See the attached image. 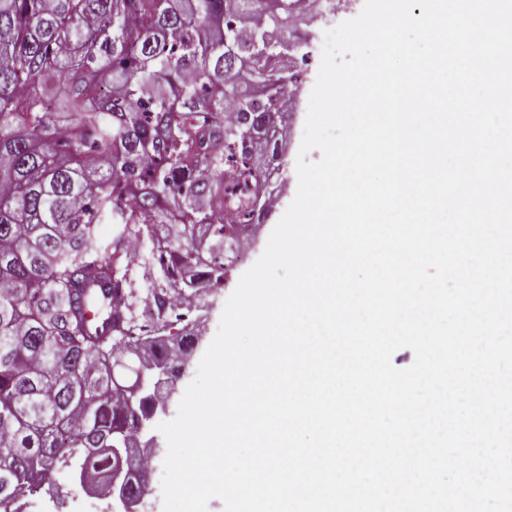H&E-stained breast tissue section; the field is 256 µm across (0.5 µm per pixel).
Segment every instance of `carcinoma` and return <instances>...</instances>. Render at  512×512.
I'll list each match as a JSON object with an SVG mask.
<instances>
[{
    "mask_svg": "<svg viewBox=\"0 0 512 512\" xmlns=\"http://www.w3.org/2000/svg\"><path fill=\"white\" fill-rule=\"evenodd\" d=\"M306 0H0V512L65 472L110 480L183 336L135 332L128 246L146 238L160 295L224 282L235 225L266 210L283 93L264 57ZM30 87L33 94L22 95ZM112 224L110 240L99 225ZM111 313L101 334L87 314Z\"/></svg>",
    "mask_w": 512,
    "mask_h": 512,
    "instance_id": "carcinoma-1",
    "label": "carcinoma"
}]
</instances>
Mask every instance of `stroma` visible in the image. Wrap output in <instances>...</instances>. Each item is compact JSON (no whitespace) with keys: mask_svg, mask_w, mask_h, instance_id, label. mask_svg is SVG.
<instances>
[{"mask_svg":"<svg viewBox=\"0 0 512 512\" xmlns=\"http://www.w3.org/2000/svg\"><path fill=\"white\" fill-rule=\"evenodd\" d=\"M340 22L341 19L337 16L331 18L327 23L308 20L299 24L289 35V42L299 47L298 52L293 53L288 62L301 75L302 92L292 118L290 133L282 144L285 156L276 182L279 196L278 205L273 211L264 215L261 224L257 226L253 235L255 243L248 249L246 262L234 267L223 284L202 288L199 311L193 315L189 326L175 324L171 330L172 335L179 336L183 331L188 330L202 335L205 341H212L218 330L227 299L236 289L242 274L262 255L271 232L293 201L298 188L296 163L304 134L309 98L322 58L320 35L325 25L335 26ZM127 278L130 282L127 303L133 315L138 316L141 315L148 298L162 280L161 270L150 254L149 242H142L140 257L135 263L129 265Z\"/></svg>","mask_w":512,"mask_h":512,"instance_id":"stroma-1","label":"stroma"}]
</instances>
